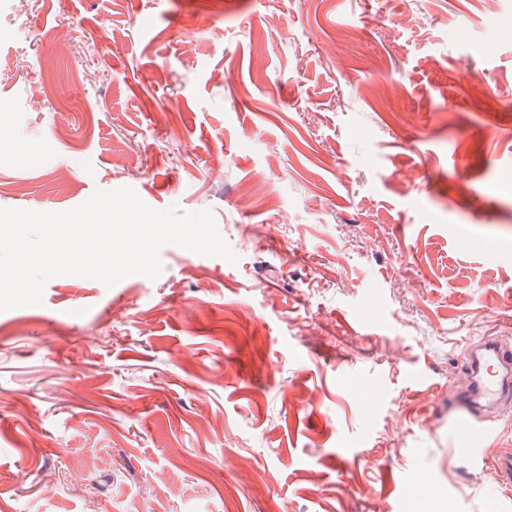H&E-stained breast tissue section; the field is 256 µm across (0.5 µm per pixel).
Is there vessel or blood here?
Returning a JSON list of instances; mask_svg holds the SVG:
<instances>
[{"mask_svg": "<svg viewBox=\"0 0 512 512\" xmlns=\"http://www.w3.org/2000/svg\"><path fill=\"white\" fill-rule=\"evenodd\" d=\"M469 407L494 408L512 404V345L496 339L483 341L474 353L468 372ZM457 439L469 461L485 462L490 450L489 433L469 421L461 422ZM489 482L512 486V456L497 457L485 471Z\"/></svg>", "mask_w": 512, "mask_h": 512, "instance_id": "1", "label": "vessel or blood"}]
</instances>
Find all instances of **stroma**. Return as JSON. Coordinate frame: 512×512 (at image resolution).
<instances>
[{"mask_svg":"<svg viewBox=\"0 0 512 512\" xmlns=\"http://www.w3.org/2000/svg\"><path fill=\"white\" fill-rule=\"evenodd\" d=\"M122 187L237 261L0 312V512H512L455 434L512 337V0H0V207Z\"/></svg>","mask_w":512,"mask_h":512,"instance_id":"obj_1","label":"stroma"}]
</instances>
